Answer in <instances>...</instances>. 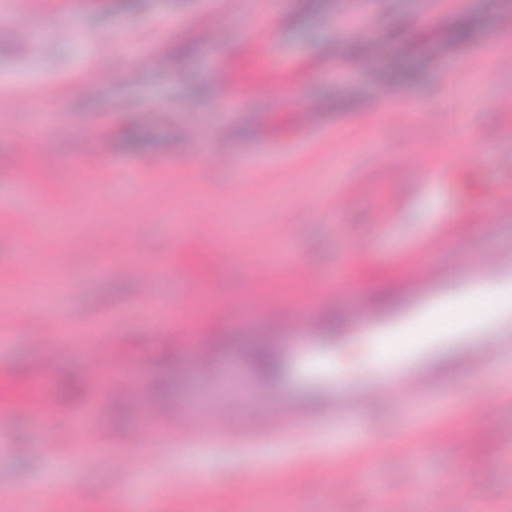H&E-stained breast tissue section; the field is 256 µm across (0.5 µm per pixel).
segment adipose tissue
Returning a JSON list of instances; mask_svg holds the SVG:
<instances>
[{
  "instance_id": "adipose-tissue-1",
  "label": "adipose tissue",
  "mask_w": 512,
  "mask_h": 512,
  "mask_svg": "<svg viewBox=\"0 0 512 512\" xmlns=\"http://www.w3.org/2000/svg\"><path fill=\"white\" fill-rule=\"evenodd\" d=\"M486 300L488 306L479 314L474 309V298H465L456 291H449L447 301L417 324L396 328L385 345L386 352L398 356L430 338L455 336L472 330L478 324L496 321L501 315L512 311V294L490 293Z\"/></svg>"
}]
</instances>
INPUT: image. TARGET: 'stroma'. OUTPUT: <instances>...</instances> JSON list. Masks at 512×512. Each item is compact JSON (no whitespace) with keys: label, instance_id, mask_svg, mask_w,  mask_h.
I'll return each instance as SVG.
<instances>
[{"label":"stroma","instance_id":"1","mask_svg":"<svg viewBox=\"0 0 512 512\" xmlns=\"http://www.w3.org/2000/svg\"><path fill=\"white\" fill-rule=\"evenodd\" d=\"M341 3L9 0L0 10V98L17 100L0 110V318L13 331L0 345V407L39 381L50 409L0 433V512H15L20 493L28 512H127L131 494L143 512H175L182 499L196 512H369L362 492L337 490L335 475L289 478L286 441L225 447V428L247 429L252 412L229 372L260 350L284 358L283 324L308 321L331 356L350 361L349 381L364 382L361 324L399 315L402 283L418 269L442 296L452 283L512 284V265L485 262L512 252V212L497 207L512 191V0H360L368 36L383 47L365 60ZM263 38L284 61L280 79L230 93L219 69H240ZM394 57L403 96L389 100L366 72ZM90 70L109 78L86 83ZM308 102L318 108L311 127L301 119ZM78 144L95 165L79 163ZM127 167L141 172L136 186L121 184ZM452 169L459 226L447 250L433 251L429 236L448 213L440 182ZM86 188L94 200L84 217L73 201ZM18 209L26 223H15ZM198 224L207 237L195 236ZM120 227L129 237L119 248ZM24 241L33 248L21 259ZM119 263L123 272L108 273ZM144 263L167 271L152 313L142 308ZM300 268L312 279H296ZM228 302L237 319L222 317ZM507 334L512 316L464 334L434 360L438 389L362 407L364 437L399 447L362 479L391 493L397 512H448L450 482L463 512H512V445L500 438L512 431V351L487 342ZM99 336L125 352L137 396L116 400L90 384L89 368L105 358ZM200 348L213 356L204 369ZM70 379L82 381L79 395L61 390ZM269 388L312 416L314 445L336 467L322 389L293 366ZM223 397L233 400L223 421H210L201 446L179 447L172 419L204 415ZM444 423L453 434L435 442ZM147 425L159 434L148 450ZM87 431L102 443L80 446ZM275 474L273 495L226 493Z\"/></svg>","mask_w":512,"mask_h":512}]
</instances>
